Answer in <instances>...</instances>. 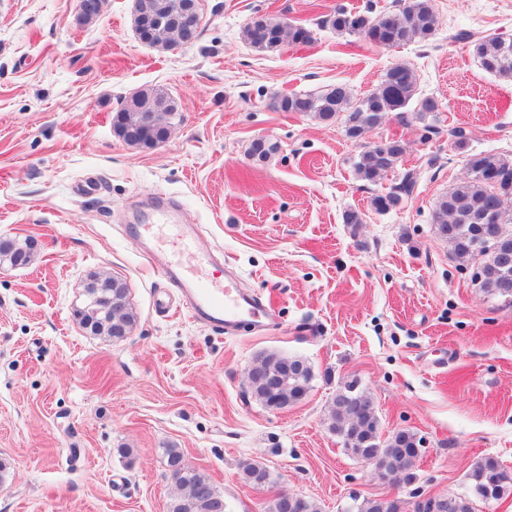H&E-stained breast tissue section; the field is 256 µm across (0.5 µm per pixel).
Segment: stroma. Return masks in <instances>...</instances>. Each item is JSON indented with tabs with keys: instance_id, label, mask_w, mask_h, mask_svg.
<instances>
[{
	"instance_id": "obj_1",
	"label": "stroma",
	"mask_w": 512,
	"mask_h": 512,
	"mask_svg": "<svg viewBox=\"0 0 512 512\" xmlns=\"http://www.w3.org/2000/svg\"><path fill=\"white\" fill-rule=\"evenodd\" d=\"M396 5L200 0L197 39L167 50L138 40L133 0H104L88 23L76 0H0V241L36 243L28 265L0 266V512H166L168 448L211 478L227 512H261L269 495L244 482L246 460L320 512L356 496L408 498L410 486L389 488L326 428L354 377L376 400L381 436L425 439L415 467L425 491L468 493L485 456L512 471V304L473 282L433 221L469 155L512 158V79L475 52L484 37L512 39V0H434L435 33L392 49L324 23L339 7L378 17ZM260 15L302 22L311 43L252 48L243 29ZM396 64L414 68L418 99L439 105L430 138L415 103L362 142L343 118L273 107L337 83L365 95ZM147 88L174 103L170 135L134 148L113 117ZM388 137L406 141L405 154L378 182L360 180L364 142ZM258 139L275 147L263 161ZM409 171L413 193L375 210L374 196ZM166 200L182 210L154 249L196 275L234 274L272 321L229 330L181 305L138 232ZM350 209L362 224L345 223ZM185 231L212 263L184 254ZM93 274L129 290L138 321L124 341L75 317ZM268 352L315 372L306 397L276 413L244 387Z\"/></svg>"
}]
</instances>
